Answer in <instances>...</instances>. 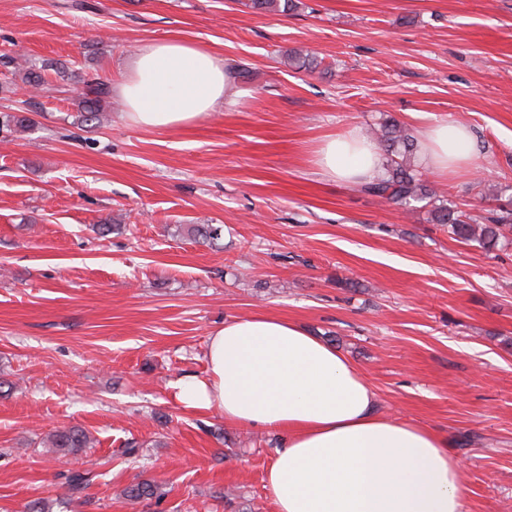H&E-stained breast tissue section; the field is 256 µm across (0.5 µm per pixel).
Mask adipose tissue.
<instances>
[{
    "label": "adipose tissue",
    "instance_id": "adipose-tissue-1",
    "mask_svg": "<svg viewBox=\"0 0 512 512\" xmlns=\"http://www.w3.org/2000/svg\"><path fill=\"white\" fill-rule=\"evenodd\" d=\"M128 121L171 129L219 111L236 95L223 60L167 39L143 46L116 85ZM424 169L445 179L471 168L479 144L444 120L420 140ZM316 164L329 179L363 183L382 170L377 146L353 128L326 138ZM206 373L178 380L183 408L278 434L264 478L274 512H463L461 463L435 430L378 413L361 371L303 325L258 313L212 330Z\"/></svg>",
    "mask_w": 512,
    "mask_h": 512
}]
</instances>
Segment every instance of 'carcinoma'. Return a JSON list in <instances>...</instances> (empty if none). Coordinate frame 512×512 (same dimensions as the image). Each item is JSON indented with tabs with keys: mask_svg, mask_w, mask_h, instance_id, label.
<instances>
[{
	"mask_svg": "<svg viewBox=\"0 0 512 512\" xmlns=\"http://www.w3.org/2000/svg\"><path fill=\"white\" fill-rule=\"evenodd\" d=\"M253 8L265 11L286 12L294 7L293 0H250ZM108 95L104 83L95 81L85 84L80 97L81 118L86 124L100 122L104 98ZM374 140L386 160L383 170L366 181L364 191L384 202L407 207L413 202H426L435 223L448 229L452 238L474 242L484 249H493L512 236V209L502 207L481 217H466L457 205L445 202L431 185L421 179L415 162L417 142L401 124L385 121L372 131ZM47 452L52 454H76L94 447V439L83 429L70 427L57 430L44 441ZM65 498L79 500L90 487L95 475L88 470H69L62 474ZM160 502L164 498L160 484L142 480L124 491L126 503L134 506L147 499Z\"/></svg>",
	"mask_w": 512,
	"mask_h": 512,
	"instance_id": "cac0c4a2",
	"label": "carcinoma"
}]
</instances>
